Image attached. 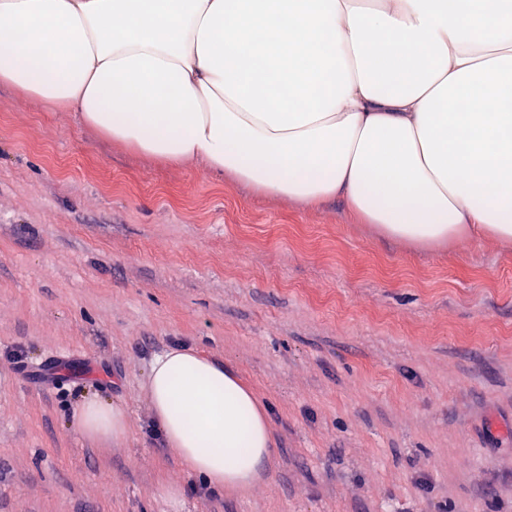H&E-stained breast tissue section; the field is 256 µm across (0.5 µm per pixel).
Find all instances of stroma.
I'll return each mask as SVG.
<instances>
[{
  "label": "stroma",
  "mask_w": 512,
  "mask_h": 512,
  "mask_svg": "<svg viewBox=\"0 0 512 512\" xmlns=\"http://www.w3.org/2000/svg\"><path fill=\"white\" fill-rule=\"evenodd\" d=\"M180 343L266 411L247 493L184 472L154 422L149 365ZM86 395L129 435L78 432ZM0 512H512V244L419 249L0 85Z\"/></svg>",
  "instance_id": "stroma-1"
}]
</instances>
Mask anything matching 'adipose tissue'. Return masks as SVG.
I'll list each match as a JSON object with an SVG mask.
<instances>
[{"label":"adipose tissue","mask_w":512,"mask_h":512,"mask_svg":"<svg viewBox=\"0 0 512 512\" xmlns=\"http://www.w3.org/2000/svg\"><path fill=\"white\" fill-rule=\"evenodd\" d=\"M0 84L390 238L512 243V0H0ZM148 394L187 471L253 485L270 429L234 373L177 346ZM73 424L118 439L129 417L86 398Z\"/></svg>","instance_id":"adipose-tissue-1"}]
</instances>
